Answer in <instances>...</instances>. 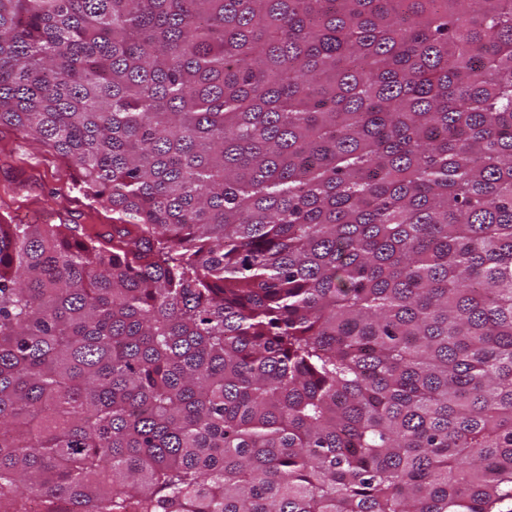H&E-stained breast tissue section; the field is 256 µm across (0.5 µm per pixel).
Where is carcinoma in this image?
Returning a JSON list of instances; mask_svg holds the SVG:
<instances>
[{"label": "carcinoma", "instance_id": "carcinoma-1", "mask_svg": "<svg viewBox=\"0 0 512 512\" xmlns=\"http://www.w3.org/2000/svg\"><path fill=\"white\" fill-rule=\"evenodd\" d=\"M0 512H512V0H0ZM73 172L54 152L0 128V215L21 223L112 224L73 186Z\"/></svg>", "mask_w": 512, "mask_h": 512}]
</instances>
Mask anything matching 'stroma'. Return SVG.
I'll return each mask as SVG.
<instances>
[{
  "instance_id": "1",
  "label": "stroma",
  "mask_w": 512,
  "mask_h": 512,
  "mask_svg": "<svg viewBox=\"0 0 512 512\" xmlns=\"http://www.w3.org/2000/svg\"><path fill=\"white\" fill-rule=\"evenodd\" d=\"M18 222L105 224L108 213L90 207L73 186V172L38 142L0 128V215Z\"/></svg>"
}]
</instances>
